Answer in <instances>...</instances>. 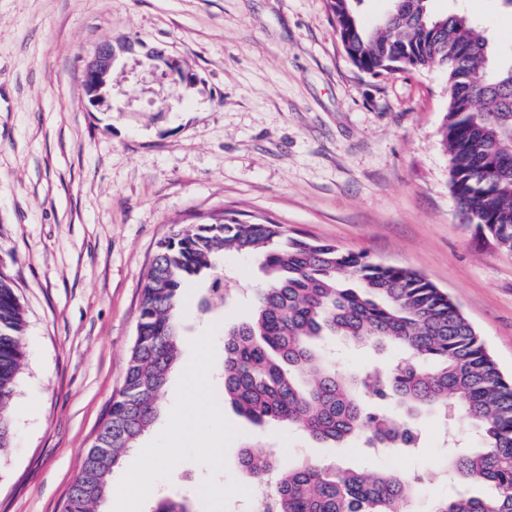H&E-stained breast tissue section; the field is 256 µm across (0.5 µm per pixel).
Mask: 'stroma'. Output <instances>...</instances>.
I'll return each mask as SVG.
<instances>
[{
	"label": "stroma",
	"instance_id": "1",
	"mask_svg": "<svg viewBox=\"0 0 512 512\" xmlns=\"http://www.w3.org/2000/svg\"><path fill=\"white\" fill-rule=\"evenodd\" d=\"M462 10L512 60L501 0H430ZM145 41L182 59L194 85L118 55L111 107L84 104L82 71L105 41ZM441 67L376 76L349 58L326 0H0V272L25 319L26 358L0 453V512H59L123 384L141 288L174 227L222 213L366 251L418 271L456 302L512 377V252L459 219L440 127ZM186 284V339L249 313L240 295L209 314ZM337 370L391 363L392 349L341 339ZM241 434L220 482L251 480L241 448L289 462L363 467L366 450L261 429L222 404ZM442 425L424 446L380 452V469L441 468ZM208 468L186 461L161 497L200 504Z\"/></svg>",
	"mask_w": 512,
	"mask_h": 512
}]
</instances>
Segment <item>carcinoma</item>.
Masks as SVG:
<instances>
[{"mask_svg":"<svg viewBox=\"0 0 512 512\" xmlns=\"http://www.w3.org/2000/svg\"><path fill=\"white\" fill-rule=\"evenodd\" d=\"M355 0H327L345 49L374 75L441 66L448 109L441 126L451 192L467 222L512 251V62L495 59L483 30L457 12L433 16L428 0H391L379 22L363 26ZM260 254L262 285L248 318L224 328V400L256 426L297 429L320 442L358 440L371 448H416L419 413L450 419L460 411L478 427L482 449L459 448L448 435L449 494L431 512H512V378L500 372L482 337L448 293L421 273L366 252L288 235L267 219L222 214L178 228L160 243L142 285L136 338L122 387L61 512H97L112 473L159 417L179 355L182 284L226 253ZM227 280H210L208 312L224 303ZM338 336L396 350L385 371L343 376L319 345ZM24 321L10 280L0 272V450L13 438L11 401L24 361ZM240 463L260 481L279 473L273 512H411L418 487L434 474L404 476L334 464L281 462L246 448ZM485 488L478 496L474 487ZM151 512H202L162 497Z\"/></svg>","mask_w":512,"mask_h":512,"instance_id":"1","label":"carcinoma"}]
</instances>
